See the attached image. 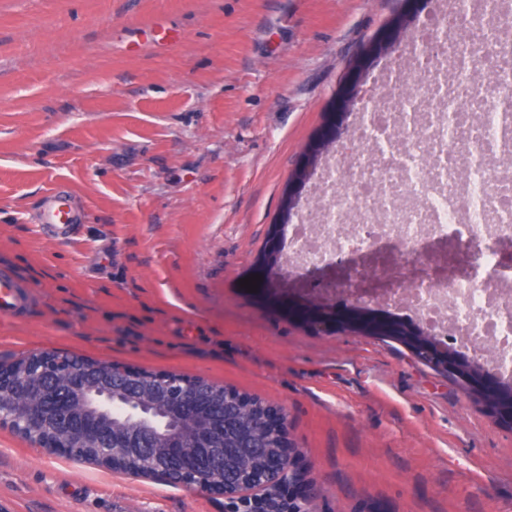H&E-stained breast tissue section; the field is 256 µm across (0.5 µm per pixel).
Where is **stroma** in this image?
Returning <instances> with one entry per match:
<instances>
[{"instance_id": "35a3bbf8", "label": "stroma", "mask_w": 512, "mask_h": 512, "mask_svg": "<svg viewBox=\"0 0 512 512\" xmlns=\"http://www.w3.org/2000/svg\"><path fill=\"white\" fill-rule=\"evenodd\" d=\"M437 0H0V264L34 289L0 354L200 376L284 410L319 512H512V424L401 343L255 275L320 145ZM164 23L171 42L151 28ZM54 185L87 209L35 221ZM0 512H228L0 426Z\"/></svg>"}]
</instances>
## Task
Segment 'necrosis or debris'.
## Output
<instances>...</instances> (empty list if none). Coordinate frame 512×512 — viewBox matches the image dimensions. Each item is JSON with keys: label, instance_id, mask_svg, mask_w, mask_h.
<instances>
[{"label": "necrosis or debris", "instance_id": "obj_1", "mask_svg": "<svg viewBox=\"0 0 512 512\" xmlns=\"http://www.w3.org/2000/svg\"><path fill=\"white\" fill-rule=\"evenodd\" d=\"M482 66L485 75L472 74ZM512 11L443 0L399 64L369 86L355 136L315 175L313 202L285 229L286 269L310 275L375 249L402 267L449 240L468 255L446 280L396 285L388 306L498 378H512Z\"/></svg>", "mask_w": 512, "mask_h": 512}]
</instances>
